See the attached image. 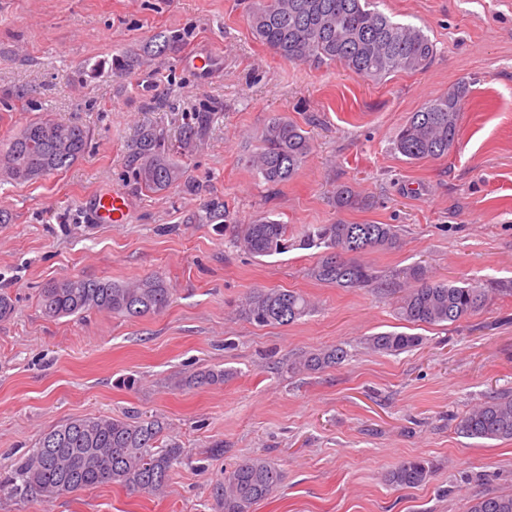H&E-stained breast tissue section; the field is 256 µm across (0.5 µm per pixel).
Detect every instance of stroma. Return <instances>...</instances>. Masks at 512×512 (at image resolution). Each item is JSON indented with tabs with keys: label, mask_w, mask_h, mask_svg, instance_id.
Instances as JSON below:
<instances>
[{
	"label": "stroma",
	"mask_w": 512,
	"mask_h": 512,
	"mask_svg": "<svg viewBox=\"0 0 512 512\" xmlns=\"http://www.w3.org/2000/svg\"><path fill=\"white\" fill-rule=\"evenodd\" d=\"M249 0H0V145L29 122L85 125L91 140L70 168L32 183L0 181V473L46 432L83 416L165 418L184 458L154 496L101 485L53 499L0 496V512H221L225 469L260 456L283 482L252 512H467L472 499L512 492V440L471 439L456 423L496 392L512 391V0H381L393 20L422 28L436 54L426 70L376 82L339 65L287 62L256 40ZM181 40L143 56L151 37ZM210 52L202 75L187 51ZM138 53L132 73L113 56ZM471 93L447 157L414 162L393 145L412 112L454 83ZM209 111L196 149L182 157L196 192L151 193L126 172L140 127L176 142ZM311 138L293 180L271 186L248 167L274 115ZM370 200L337 210L336 186ZM102 189L129 202L125 224H92L86 202ZM220 198L235 223L260 213L301 226L344 220L392 224L397 248L364 261L390 292L339 288L309 275L318 256L294 249L253 257L222 227L197 224ZM422 264L437 279L491 288L487 306L449 326H417L412 350L380 354L364 340L395 331L399 270ZM157 275L173 290L162 313L46 318L48 282L73 276L130 281ZM256 288L310 297L314 312L288 326L240 314ZM346 343L350 356L317 373H289L302 351ZM231 370L224 383L178 387L192 373ZM223 443L222 455L210 448ZM422 458L426 484L400 488L388 472Z\"/></svg>",
	"instance_id": "1"
}]
</instances>
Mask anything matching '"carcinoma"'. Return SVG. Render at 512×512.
Segmentation results:
<instances>
[{
	"label": "carcinoma",
	"mask_w": 512,
	"mask_h": 512,
	"mask_svg": "<svg viewBox=\"0 0 512 512\" xmlns=\"http://www.w3.org/2000/svg\"><path fill=\"white\" fill-rule=\"evenodd\" d=\"M248 24L261 43L289 62L341 64L353 73L381 80L395 72H418L434 57L433 42L421 29L395 22L373 0H253ZM178 36L158 34L147 52L161 55ZM471 92L458 82L429 100L399 128L395 149L410 161L448 156L459 137V115ZM211 113L199 112L182 127L180 148L203 139ZM89 131L76 123L40 119L26 125L0 149V174L15 183H28L68 168L83 157ZM310 137L286 116L271 118L261 134L249 167L271 185L292 180L311 153ZM129 177L140 189L158 193L181 185L185 167L174 161L163 132L144 127L131 144ZM338 209L368 206V200L348 186L334 191ZM201 224H224V202L210 199L198 212ZM399 242L392 224H309L299 229L260 215L234 229L233 243L252 256L280 255L291 249H317L319 259L311 277L339 288H383L378 276L361 260L367 253L392 249ZM414 282L397 297L399 318L412 325L456 324L479 313L488 303L489 289L477 283L455 285L435 280L419 265L404 271ZM172 288L158 276L128 282L80 276L54 280L40 291V308L49 318L106 311L126 318L156 315L166 310ZM314 309L302 293L279 288L256 289L241 301V313L259 326H287ZM420 337L405 332H379L366 338L369 349L399 354L419 345ZM348 357L344 344L299 353L288 360L290 373L319 372ZM228 376L209 369L180 381L183 385H213ZM457 430L470 438L512 439V395L498 393L458 419ZM167 423L158 416L120 418L85 416L70 419L40 438L8 473L0 474V495L27 500L56 499L78 490L115 484L149 495L168 485L173 463L182 449L161 443ZM430 468L418 458L400 462L387 474L395 486L414 487L427 481ZM282 474L263 457L244 459L224 472L215 495L223 512H250L279 487ZM469 512H512V493H492L472 501Z\"/></svg>",
	"instance_id": "carcinoma-1"
}]
</instances>
